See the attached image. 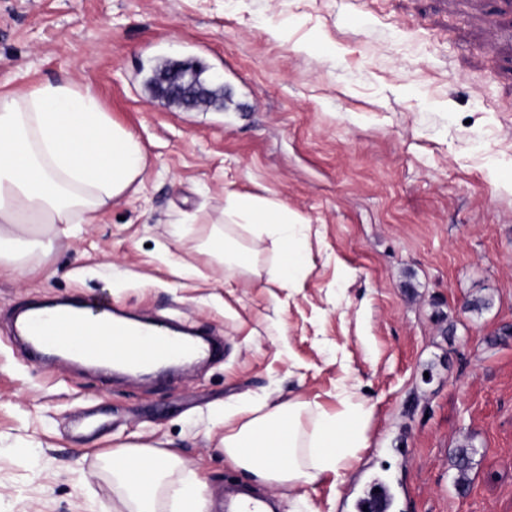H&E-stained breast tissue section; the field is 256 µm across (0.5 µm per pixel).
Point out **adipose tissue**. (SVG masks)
Wrapping results in <instances>:
<instances>
[{
  "instance_id": "ef3b65f1",
  "label": "adipose tissue",
  "mask_w": 512,
  "mask_h": 512,
  "mask_svg": "<svg viewBox=\"0 0 512 512\" xmlns=\"http://www.w3.org/2000/svg\"><path fill=\"white\" fill-rule=\"evenodd\" d=\"M144 167L137 136L115 126L90 89L46 84L0 95V270H19L6 250L47 254L58 236L93 223ZM224 215L275 237L280 257L271 279L287 288L303 273L301 219L286 205L231 193ZM340 405L328 413L295 397L227 413L224 460L251 481L291 492L328 472L343 477L367 445L372 410L349 396ZM110 468L117 512H207L200 481L173 452L123 446L113 449Z\"/></svg>"
}]
</instances>
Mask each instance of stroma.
Here are the masks:
<instances>
[{"mask_svg": "<svg viewBox=\"0 0 512 512\" xmlns=\"http://www.w3.org/2000/svg\"><path fill=\"white\" fill-rule=\"evenodd\" d=\"M160 58L221 74L224 109L154 97ZM65 80L145 168L80 238L0 274V512L111 507L123 445L175 452L224 512L242 480L225 407L298 394L332 412L344 386L374 410L369 445L309 489L319 512L381 484L390 512H512V0H0V95ZM230 192L303 219L292 287L268 278L274 238L225 223ZM226 237L256 247L254 271L225 278ZM103 297L224 355L138 380L14 338L16 310ZM473 454V448H469V446H462L461 448H457L451 457V465L457 470V488L460 491L466 490V479L472 466Z\"/></svg>", "mask_w": 512, "mask_h": 512, "instance_id": "1", "label": "stroma"}]
</instances>
